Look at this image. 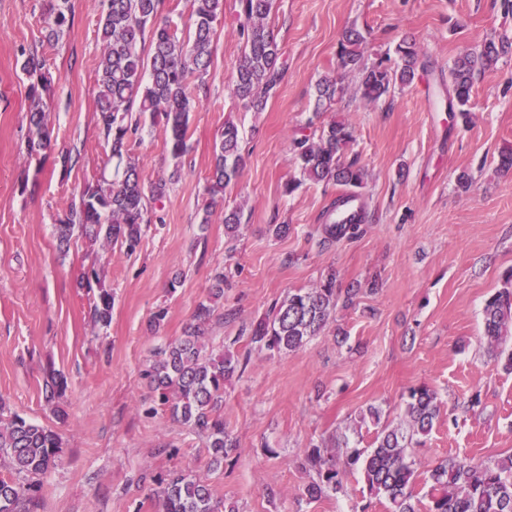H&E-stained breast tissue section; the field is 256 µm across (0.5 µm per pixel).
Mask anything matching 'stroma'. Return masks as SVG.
I'll list each match as a JSON object with an SVG mask.
<instances>
[{
	"mask_svg": "<svg viewBox=\"0 0 512 512\" xmlns=\"http://www.w3.org/2000/svg\"><path fill=\"white\" fill-rule=\"evenodd\" d=\"M236 3L224 0L187 153L173 160L162 127L149 123L131 143L143 177L170 184L128 255L81 238L59 250L54 230L110 165L95 112L97 10L71 0L72 25L51 45L47 0H0V399L63 439L58 465L41 479L40 512H158L154 478L175 469L207 479L238 512H356L363 503L356 474L336 495L306 497L304 448L329 437L370 446L376 428L368 408L398 422L401 394L422 383L437 391L445 417L413 451L420 474L449 455L491 462L512 452V373L480 341L485 300L512 286V171L498 168L500 152L512 148V11L502 0H274L270 20L288 73L257 112L231 91L242 49ZM351 27L365 37L367 62L394 57L410 38L426 71L377 101L361 100L357 74L336 56ZM490 40L505 50L477 75L465 122L445 110L448 70ZM29 53L55 79L54 141L38 159L26 156L29 102L19 62ZM326 75L347 94L321 119L351 125L344 158L366 173V222L331 245L322 226L341 187L306 181L283 192L299 175L291 143L308 133L314 86ZM228 119L242 131L243 165L213 206L207 179ZM66 153L76 161L67 174ZM464 170L467 189L457 182ZM234 208L243 219L231 241L224 213ZM275 224L289 225L287 236H275ZM93 265L115 296L112 321L99 330L90 320L95 293L78 285ZM219 266L229 283L208 331L216 352L241 326L268 318L289 291L316 287L328 273L358 295L301 349L252 351L244 373L224 386V423L240 456L212 471L204 439L167 413L148 415L152 392L142 373L155 348L181 336ZM161 306L168 314L155 331L150 319ZM50 363L67 379L62 420L44 398ZM475 394L481 403L469 406ZM169 445L175 454H166Z\"/></svg>",
	"mask_w": 512,
	"mask_h": 512,
	"instance_id": "1",
	"label": "stroma"
}]
</instances>
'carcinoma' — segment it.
I'll use <instances>...</instances> for the list:
<instances>
[{
  "instance_id": "cac0c4a2",
  "label": "carcinoma",
  "mask_w": 512,
  "mask_h": 512,
  "mask_svg": "<svg viewBox=\"0 0 512 512\" xmlns=\"http://www.w3.org/2000/svg\"><path fill=\"white\" fill-rule=\"evenodd\" d=\"M100 10L102 50L96 75L98 91L95 112L111 158L117 159L115 176H103L87 184L79 198L58 218L55 231L59 248H69L73 237L91 244L117 245L126 254L140 247L143 225L151 222L148 204L160 203L167 193L163 178L145 182L129 142L137 134L141 120L148 117L160 125L165 145L173 158L188 149L190 112L194 91L202 85L213 64L217 26L224 18V0H193L188 32L179 31L161 17L163 0H95ZM273 0H237L242 40L241 54L233 75V94L246 106L263 109L284 79L286 67L274 28L269 24ZM70 0H49L46 35L56 43L70 28ZM364 36L355 29L342 35L337 58L343 68L358 73L361 99L372 102L388 94L397 84L413 83L419 62L415 44H398V62L391 66L380 59L365 62L361 46ZM499 54L495 42H487L478 53L456 59L449 71L451 112H469L475 74L490 67ZM21 70L28 79L29 122L33 128L27 155L33 157L51 149L53 128L46 113V100L54 80L40 61L26 57ZM344 97V87L324 77L315 86L316 112L335 109ZM353 139L352 127L333 120L320 129L318 137L304 135L291 143L301 178L284 184L292 194L304 180L334 183L349 190L362 187L364 170L354 161L343 160ZM240 131L224 122L221 140L215 146L208 177L211 203L224 198V189L240 172ZM365 216L351 224L332 219L322 227L323 243L333 244L354 236ZM242 211L224 214L229 239L237 237ZM224 269L217 267L206 297L196 305L182 336L157 348L144 370L154 394L148 414L162 407L171 418L205 437L209 468L217 471L237 453V441L224 425V384L246 369L253 349L271 354L295 351L327 326L337 304H353L355 291L336 288L329 274L315 288L297 289L276 303L273 316L241 329L245 351L234 354L207 350L206 334L218 302L224 298ZM85 287L96 288L90 311L93 326L106 327L112 320L114 296L102 270L92 266L82 275ZM482 339L488 353L507 371L512 370V289L490 295L483 306ZM67 386V380L48 368L44 380L45 398L51 402ZM441 415L437 393L426 384L413 386L404 395V414L396 423H387L376 432L368 450L347 449L336 440L304 449L302 468L314 473L305 492L309 499L335 494L343 489L347 472L360 471L369 500L360 512H369L373 500H385L389 512H420L415 491L418 479L416 460L409 449L422 444ZM61 438L53 430L13 414L0 416V512H37L40 482L58 460ZM431 480L426 512H512V455L495 463L471 457L449 456L429 471ZM155 496L158 512H238L231 502L214 497L209 483L188 471H175L157 479Z\"/></svg>"
}]
</instances>
